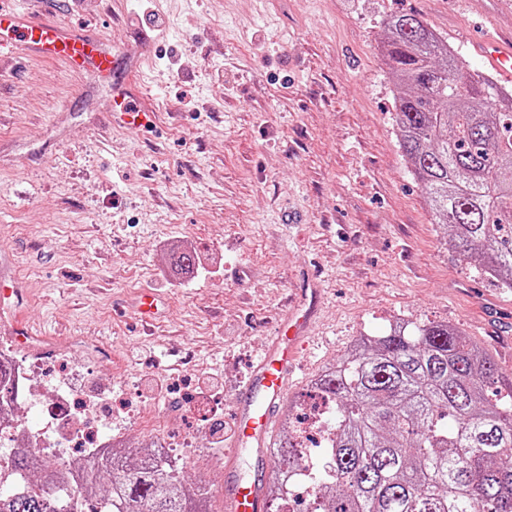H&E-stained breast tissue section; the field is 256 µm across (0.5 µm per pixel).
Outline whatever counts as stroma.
I'll use <instances>...</instances> for the list:
<instances>
[{
  "mask_svg": "<svg viewBox=\"0 0 512 512\" xmlns=\"http://www.w3.org/2000/svg\"><path fill=\"white\" fill-rule=\"evenodd\" d=\"M114 48L148 37L143 93L164 118L131 138L90 120L91 79L0 50V350L162 441L213 512L237 390L300 290L321 299L288 401L401 315L456 326L512 379V290L459 261L394 122L381 50L412 14L474 70L512 42V0H8ZM296 222H288V215ZM198 254L176 275L171 252ZM163 300L152 334L137 298ZM135 410H126V403Z\"/></svg>",
  "mask_w": 512,
  "mask_h": 512,
  "instance_id": "35a3bbf8",
  "label": "stroma"
}]
</instances>
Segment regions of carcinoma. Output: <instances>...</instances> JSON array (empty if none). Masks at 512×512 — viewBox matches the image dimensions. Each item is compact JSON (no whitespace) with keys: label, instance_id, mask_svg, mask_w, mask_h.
<instances>
[{"label":"carcinoma","instance_id":"cac0c4a2","mask_svg":"<svg viewBox=\"0 0 512 512\" xmlns=\"http://www.w3.org/2000/svg\"><path fill=\"white\" fill-rule=\"evenodd\" d=\"M383 51L412 89L395 122L433 215L463 261L512 288V95L412 15L389 22ZM170 263L189 275L196 253L175 251ZM313 388L335 405V439L314 464L307 512H512V380L457 328L391 323L355 339ZM17 396L11 361L0 356V415ZM270 454L266 495L280 505L273 489L301 469L305 448L285 427ZM4 462L23 485L0 490V512H81L61 492L77 484L91 494L103 474L110 488L99 512H208L206 493L154 451H90L36 480L28 476L41 467L35 454L13 452Z\"/></svg>","mask_w":512,"mask_h":512}]
</instances>
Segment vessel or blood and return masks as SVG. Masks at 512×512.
Wrapping results in <instances>:
<instances>
[{
  "label": "vessel or blood",
  "mask_w": 512,
  "mask_h": 512,
  "mask_svg": "<svg viewBox=\"0 0 512 512\" xmlns=\"http://www.w3.org/2000/svg\"><path fill=\"white\" fill-rule=\"evenodd\" d=\"M0 46L20 48L34 58L57 59L108 79V95L102 105L108 124L134 135L156 128L158 114L136 80L149 62L143 43L128 45L118 53L97 36L46 24L16 9L0 6ZM484 55L493 69L512 75V48L491 43L486 45ZM309 320L306 310L289 314L270 336L250 370L238 391L233 437L226 451L228 458H237L243 448L264 455L268 437L277 423V408L288 394V382L308 333ZM224 508L226 512H263L261 483L232 481Z\"/></svg>",
  "instance_id": "b4317fda"
}]
</instances>
